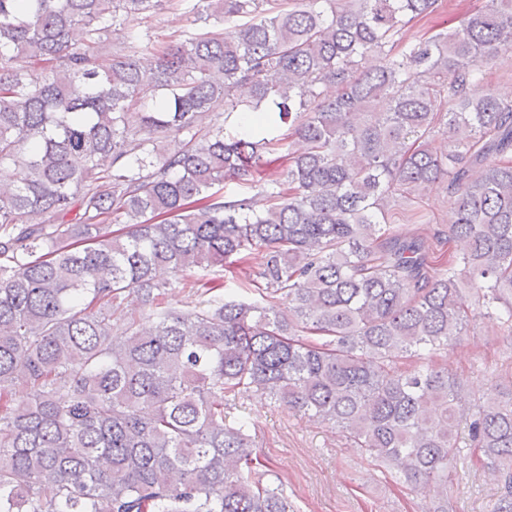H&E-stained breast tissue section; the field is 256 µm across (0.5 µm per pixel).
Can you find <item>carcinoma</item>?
Here are the masks:
<instances>
[{
    "label": "carcinoma",
    "instance_id": "1",
    "mask_svg": "<svg viewBox=\"0 0 512 512\" xmlns=\"http://www.w3.org/2000/svg\"><path fill=\"white\" fill-rule=\"evenodd\" d=\"M169 2L0 0V512H292L225 421L252 392L435 512L465 420L512 512V392L471 404L437 363L476 317L465 280L512 331V101L486 82L512 0L415 38L440 0H179L191 29L137 34L142 62L127 25ZM219 99L248 127L211 121ZM282 149L284 181L224 195ZM440 185L446 258L391 222ZM255 250L258 297L223 293L211 268ZM160 267L210 298L170 308Z\"/></svg>",
    "mask_w": 512,
    "mask_h": 512
}]
</instances>
